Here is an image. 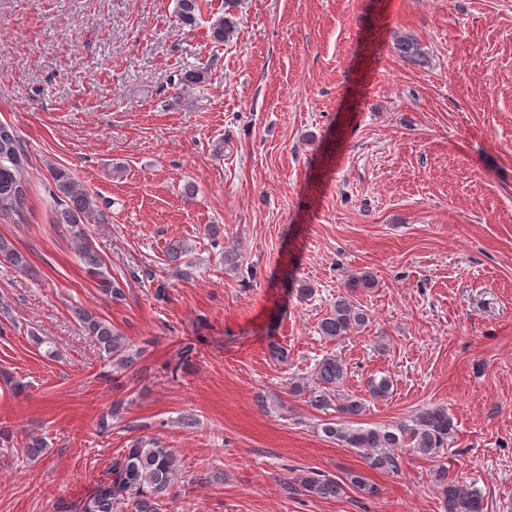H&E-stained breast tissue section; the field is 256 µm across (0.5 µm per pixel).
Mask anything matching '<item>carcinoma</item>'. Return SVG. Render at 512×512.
Instances as JSON below:
<instances>
[{"instance_id":"1","label":"carcinoma","mask_w":512,"mask_h":512,"mask_svg":"<svg viewBox=\"0 0 512 512\" xmlns=\"http://www.w3.org/2000/svg\"><path fill=\"white\" fill-rule=\"evenodd\" d=\"M240 0H224V15L210 26V39L215 44L230 40L238 26ZM202 0H177L176 16L184 27L194 28L201 14ZM398 54L416 62L421 49L412 38L397 42ZM208 68L195 66L180 74L179 84L190 87L204 83ZM27 157L21 149L14 128L0 123V216L19 214L27 196L23 171ZM56 196L62 199L63 209L58 223L68 226L71 235L80 243L78 257L88 273L102 281L115 300L124 297L123 288L112 280L106 261L88 239L85 224L104 221V213L90 192L72 173L64 168L52 171ZM6 262L15 270L30 271L27 257L7 239L0 237V263ZM86 335L90 336L100 354L119 368L131 366L137 355L130 352L125 336L112 329V324L95 314L78 313ZM368 313L353 302L349 293L336 296L329 312L321 319L318 333L326 339L338 340L351 335L368 322ZM347 363L336 354H327L315 364L310 385L295 386L304 395L307 405L318 411L332 407L342 415L339 421L324 423L322 431L336 444L362 452L373 470H398L395 449L406 448L412 454L435 458L449 447L454 435V423L444 407H428L416 413L411 423L366 428L357 425L356 418L366 410L365 399L350 395L337 399L338 388L348 378ZM111 478L96 484L93 491L75 503L63 501L58 512H114L122 500L132 495L136 512H158L159 499L174 485L179 475L175 455L154 439L138 438L112 463ZM434 482L441 488L445 512H484L483 497L465 483L448 479V470L441 467L433 473ZM293 490L322 499L336 498L344 492L343 484L316 471L295 478Z\"/></svg>"}]
</instances>
